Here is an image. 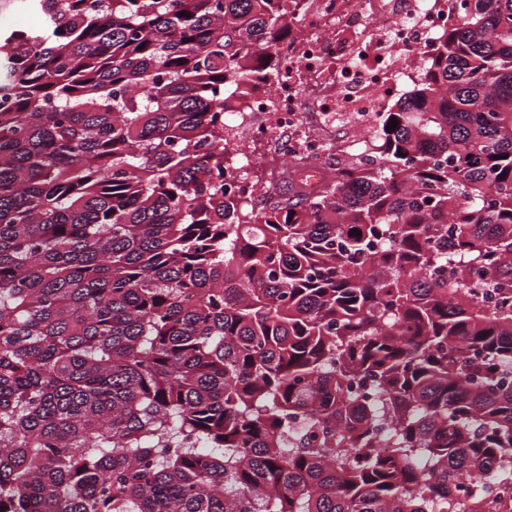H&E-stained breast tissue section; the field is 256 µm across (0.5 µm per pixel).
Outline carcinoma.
<instances>
[{
  "label": "carcinoma",
  "mask_w": 512,
  "mask_h": 512,
  "mask_svg": "<svg viewBox=\"0 0 512 512\" xmlns=\"http://www.w3.org/2000/svg\"><path fill=\"white\" fill-rule=\"evenodd\" d=\"M288 2L0 0V512H512V0L255 213Z\"/></svg>",
  "instance_id": "obj_1"
}]
</instances>
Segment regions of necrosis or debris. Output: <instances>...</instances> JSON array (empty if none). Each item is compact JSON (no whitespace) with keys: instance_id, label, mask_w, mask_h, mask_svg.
Returning a JSON list of instances; mask_svg holds the SVG:
<instances>
[{"instance_id":"4bbe7bcc","label":"necrosis or debris","mask_w":512,"mask_h":512,"mask_svg":"<svg viewBox=\"0 0 512 512\" xmlns=\"http://www.w3.org/2000/svg\"><path fill=\"white\" fill-rule=\"evenodd\" d=\"M291 7L304 32L283 46L270 91L239 105L227 139L229 181L247 186L256 212L269 193L250 184L255 146L278 166L305 158L312 173L360 152L449 22L448 0H293Z\"/></svg>"}]
</instances>
